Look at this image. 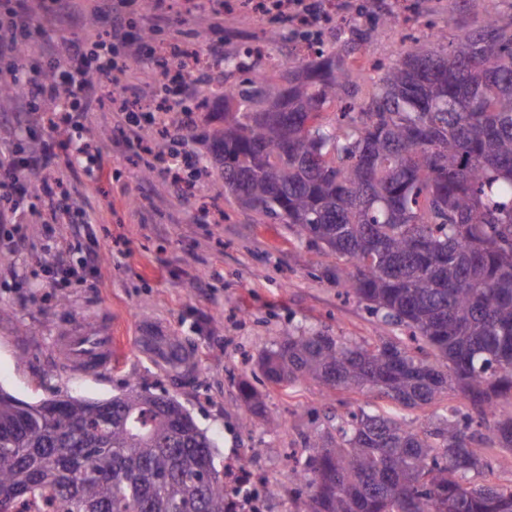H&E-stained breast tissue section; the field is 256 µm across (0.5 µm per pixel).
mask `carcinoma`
I'll return each instance as SVG.
<instances>
[{"label":"carcinoma","mask_w":512,"mask_h":512,"mask_svg":"<svg viewBox=\"0 0 512 512\" xmlns=\"http://www.w3.org/2000/svg\"><path fill=\"white\" fill-rule=\"evenodd\" d=\"M376 70L362 103L338 52L205 97L224 100L212 190L336 254V284L417 343L288 331L266 378L406 408L463 400L420 427L336 415L308 437L292 512H512L476 443L484 428L512 448V13L484 0L453 39L416 37ZM214 448L166 394L30 403L0 389V512H237Z\"/></svg>","instance_id":"obj_1"}]
</instances>
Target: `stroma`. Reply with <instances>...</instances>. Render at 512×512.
Instances as JSON below:
<instances>
[{
  "label": "stroma",
  "instance_id": "stroma-1",
  "mask_svg": "<svg viewBox=\"0 0 512 512\" xmlns=\"http://www.w3.org/2000/svg\"><path fill=\"white\" fill-rule=\"evenodd\" d=\"M361 9L360 25L369 34L359 45L354 33L326 23L328 47L367 56L356 71L359 100L372 93L377 72L372 61L388 62L402 49L404 26L385 23L389 12L405 13V0H345ZM482 0H418L420 10H433L436 29L455 36L465 21L481 10ZM219 0H167L165 18L155 21L149 10L128 18L131 35L149 32L139 61L130 63L125 81L96 79L85 94L87 110L74 143L91 144L84 166L61 167L60 207L34 199L38 214L13 229L0 223V238L19 233L13 249L0 247V388L35 403L54 395L105 399L138 387L168 391L217 444L216 459L234 462L248 457L255 487L276 485L278 492L261 499V512H290L299 490L290 479L295 456L304 452L307 436L329 426L330 417L359 405L379 413L402 412L420 423L433 411L460 405L457 392L434 406L398 409L396 404L366 393L325 392L313 383L275 384L259 368L261 354L282 341L287 330H321L359 342L387 338L392 329L370 315L355 297L341 295L331 278L336 258L302 253L299 241L280 220L259 218L242 209L232 196L211 200L212 181L220 177L207 142L176 136L178 115H170V133L149 125L140 133L149 148L189 155L206 165L193 193L183 192L161 173L145 175V152L129 147L130 127L116 103L123 84L143 81L138 107L168 97L193 110L196 128L223 125L221 105L200 107L210 88L223 84V64H212L202 81L187 88L157 73L159 45L180 32L185 47L208 32L223 43V56L244 53L261 41L280 61L293 57V34L275 18L246 23L227 10L224 27L208 29V15ZM98 254L96 268L84 266L85 253ZM64 256L73 269L62 280L54 266ZM111 315L120 346L110 369L89 377L69 375L52 353L54 336L75 324H92ZM148 320L170 328L194 350L198 369L175 380L140 354L135 326ZM279 417L269 431L266 416Z\"/></svg>",
  "mask_w": 512,
  "mask_h": 512
}]
</instances>
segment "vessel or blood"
I'll list each match as a JSON object with an SVG mask.
<instances>
[{
    "mask_svg": "<svg viewBox=\"0 0 512 512\" xmlns=\"http://www.w3.org/2000/svg\"><path fill=\"white\" fill-rule=\"evenodd\" d=\"M116 338L110 321L95 327L80 325L55 337L53 351L64 368L74 375H87L111 366L115 357ZM137 350L158 368L170 375L183 377L195 368V358L185 343L168 327L142 322L137 336Z\"/></svg>",
    "mask_w": 512,
    "mask_h": 512,
    "instance_id": "b4317fda",
    "label": "vessel or blood"
}]
</instances>
